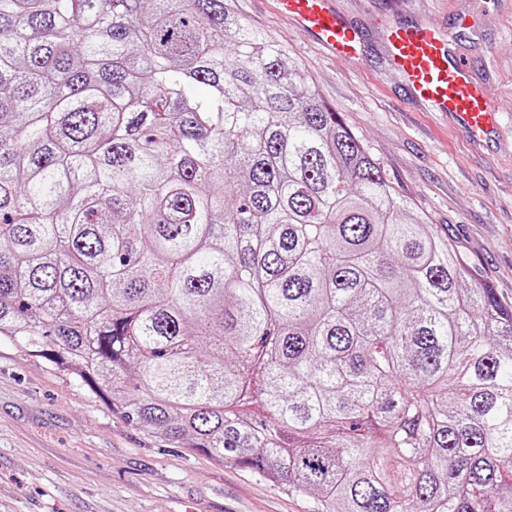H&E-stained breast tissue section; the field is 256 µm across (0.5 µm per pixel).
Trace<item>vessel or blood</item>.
I'll use <instances>...</instances> for the list:
<instances>
[{"label": "vessel or blood", "mask_w": 512, "mask_h": 512, "mask_svg": "<svg viewBox=\"0 0 512 512\" xmlns=\"http://www.w3.org/2000/svg\"><path fill=\"white\" fill-rule=\"evenodd\" d=\"M280 14L332 56L353 65L366 60L362 32L336 8L335 0H276ZM388 63L402 77L410 98L433 112H445L475 143L488 139L500 112L469 57L451 46L440 28L397 24L383 33Z\"/></svg>", "instance_id": "b4317fda"}]
</instances>
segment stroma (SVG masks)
Here are the masks:
<instances>
[{
	"mask_svg": "<svg viewBox=\"0 0 512 512\" xmlns=\"http://www.w3.org/2000/svg\"><path fill=\"white\" fill-rule=\"evenodd\" d=\"M363 32L367 62L327 55L275 0H234L283 47L324 103L368 146L393 187L464 251L512 304V0H336ZM441 27L474 61L501 111L499 136L473 144L453 120L406 95L383 30ZM304 493L156 440L72 376L0 340V512H314Z\"/></svg>",
	"mask_w": 512,
	"mask_h": 512,
	"instance_id": "35a3bbf8",
	"label": "stroma"
}]
</instances>
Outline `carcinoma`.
Instances as JSON below:
<instances>
[{
  "label": "carcinoma",
  "mask_w": 512,
  "mask_h": 512,
  "mask_svg": "<svg viewBox=\"0 0 512 512\" xmlns=\"http://www.w3.org/2000/svg\"><path fill=\"white\" fill-rule=\"evenodd\" d=\"M0 337L315 512H512V305L231 0H0Z\"/></svg>",
  "instance_id": "obj_1"
}]
</instances>
